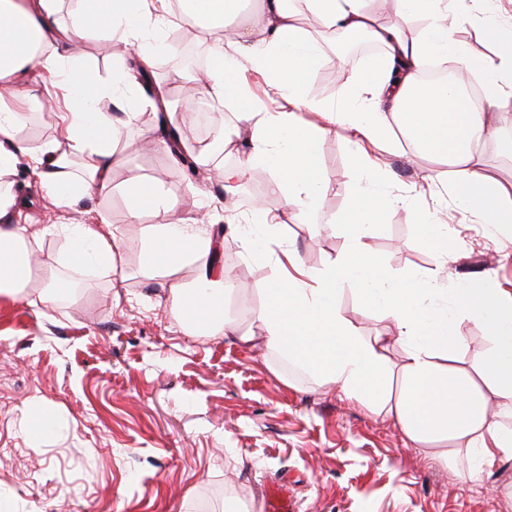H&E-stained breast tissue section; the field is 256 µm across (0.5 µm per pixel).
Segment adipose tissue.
Here are the masks:
<instances>
[{
  "label": "adipose tissue",
  "mask_w": 512,
  "mask_h": 512,
  "mask_svg": "<svg viewBox=\"0 0 512 512\" xmlns=\"http://www.w3.org/2000/svg\"><path fill=\"white\" fill-rule=\"evenodd\" d=\"M61 0H0V296H24L34 278L61 298L65 288L53 264L35 267L32 257L53 229L16 222L19 208L11 181L20 160L46 183L57 205L75 199L108 196L112 173L128 160L115 148L122 125L101 109L103 99L122 104L134 122L139 82L134 64L118 59L109 76L94 74L77 41L101 31L134 50V63L149 69L164 65L168 48L151 34L150 16L170 19L211 33V63L194 77L192 90L230 105H242L239 120L250 131L245 161L225 167V186L248 182L256 168L268 167L270 189L308 221L322 197L318 145L330 127L348 131L355 144L371 142L397 151L406 137L416 153L441 164L437 178L450 196L495 235L512 238V182L483 171L482 149L499 141L512 155V137L501 135V113L512 110V15L498 11L499 0H477L483 38L494 46L498 62L473 60L468 46L454 36L459 22L450 0H391L394 20L379 22L367 0H304L322 32L360 35L383 49L358 86L329 105L307 97L302 75L327 58L325 45L302 28L287 0H73L70 24L59 20ZM425 22L419 39H408L405 24ZM452 56L457 81L421 87L420 74L430 59ZM265 76L288 111H269L248 73ZM486 88V106L473 108L462 88L473 74ZM61 102L64 111L56 135L46 142L19 136L27 113L44 99ZM328 115L323 124L300 119V112ZM352 192L351 220L344 226L348 246L322 267L305 266L294 253L275 258L273 279L257 286L263 307L241 328L224 300L234 290L224 269L219 240L172 214L159 182L147 177L124 188L131 223L140 227L143 270L171 276L170 299L183 327L220 332L266 349L316 371L347 397L375 413L391 417L407 439L441 466L466 459L465 477L474 481L498 462L512 458V429L494 420L493 410H512V292L485 283L469 288L452 283L448 271L451 242L440 214L429 218L428 242L438 258L439 278H394L367 261L366 239L385 208L407 204L386 187L387 174L361 163ZM168 213L167 221L143 224L146 212ZM122 240L111 227L72 224L67 229V258L110 276L121 269ZM195 270L192 282L174 280L182 266ZM359 283L363 307L388 320L401 349L392 362L381 336H363L336 305V293ZM479 319L488 344L480 357L460 364L463 340L455 333L459 313Z\"/></svg>",
  "instance_id": "1"
}]
</instances>
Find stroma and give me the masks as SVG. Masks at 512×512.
I'll return each mask as SVG.
<instances>
[{"label": "stroma", "instance_id": "obj_1", "mask_svg": "<svg viewBox=\"0 0 512 512\" xmlns=\"http://www.w3.org/2000/svg\"><path fill=\"white\" fill-rule=\"evenodd\" d=\"M153 28L172 47L153 85L168 103H180L182 85L172 74L186 70V49L206 54L210 39L180 32L164 18ZM326 53L342 77L332 83L334 69H318L306 80V94L333 104L341 89L357 86L370 57L332 47ZM136 110V122L117 144L130 160L114 173L118 192L59 207L24 167L16 176L28 202L22 222L61 227L104 216L118 235L133 234L122 185L174 164L170 153L143 142L158 123L151 96L142 95ZM319 150L324 194L314 220L345 222L359 175L355 148L335 128ZM373 156L393 173L391 191L413 197L411 206L383 213L367 239L383 268L399 278L433 274L437 258L418 214L436 208L447 212L452 230L453 277L512 288V248L489 236L443 187L429 184L433 161L407 147ZM256 175L255 188L229 193L204 173L165 187L183 216L208 230L242 223L257 198L269 214L286 211L284 199L266 191L270 171ZM278 246L317 268L347 241L291 217ZM224 254V267L239 284L233 316L245 327L264 302L255 286L274 268L247 258L229 239ZM122 260L118 288L101 271L64 266L60 274L74 287L69 300H38L37 282L27 297L0 298V512H267L266 493L277 484L287 486L293 512H512V498L502 494L512 484V459L481 481H465L459 470L414 448L395 421L281 355L231 336L188 333L168 302L170 279L144 275L135 248L125 249ZM336 304L360 334L387 332L378 311L361 306L355 285L344 287ZM44 412L54 424L40 431L35 420Z\"/></svg>", "mask_w": 512, "mask_h": 512}]
</instances>
